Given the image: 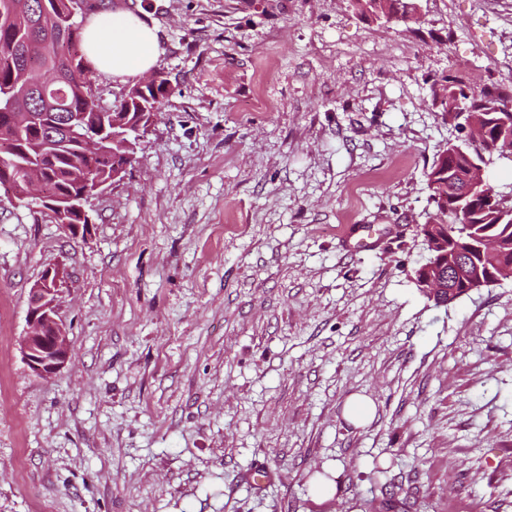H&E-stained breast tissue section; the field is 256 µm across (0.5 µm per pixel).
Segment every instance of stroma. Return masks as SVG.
Returning <instances> with one entry per match:
<instances>
[{
	"instance_id": "1",
	"label": "stroma",
	"mask_w": 512,
	"mask_h": 512,
	"mask_svg": "<svg viewBox=\"0 0 512 512\" xmlns=\"http://www.w3.org/2000/svg\"><path fill=\"white\" fill-rule=\"evenodd\" d=\"M417 3L86 0L156 28L168 92L86 238L0 192V512H512V279L415 281L423 173L466 137L432 83L512 96V0ZM49 268L45 379L19 341ZM416 0H351L352 5L361 14H370L378 18H400L401 21L417 22L416 17H420V7L417 4L414 14H412V3ZM416 17H415V16ZM59 273L47 269L30 291L28 331L21 339L23 359L34 373L50 376L69 359L72 345L58 316ZM374 410L375 406L371 399L362 395H354L348 400L345 413L349 421L359 423L370 418Z\"/></svg>"
}]
</instances>
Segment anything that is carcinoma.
Returning a JSON list of instances; mask_svg holds the SVG:
<instances>
[{"label": "carcinoma", "mask_w": 512, "mask_h": 512, "mask_svg": "<svg viewBox=\"0 0 512 512\" xmlns=\"http://www.w3.org/2000/svg\"><path fill=\"white\" fill-rule=\"evenodd\" d=\"M351 2L363 15L417 21L412 14L414 0ZM32 3L41 17L37 29L28 20ZM69 3L71 0H0V88L10 82L9 61L15 59L18 50L28 56V62L48 72L67 63L73 68L70 81L49 85L47 90L56 95L63 110L84 114L85 128L90 130L103 108L91 93L95 76L83 60L80 26L73 25L63 39L53 37ZM166 93L163 80L151 87H132V105L123 104L106 116L107 141L91 162L82 152L77 133L53 127L56 119L39 103H31L29 111L17 113V122L0 111V137L12 141L11 147L0 149V184L19 175V164L40 157L45 166L46 192L87 201L95 181L112 178V153L120 150L119 144L112 142V134L134 131L137 113L160 110ZM432 96L445 120L459 125L469 113L482 112L489 118L491 141L512 138V112L502 111L508 101L495 88L486 86L474 94L461 86L441 85L439 90L432 89ZM480 150L489 151V145L449 143L436 152L424 172L432 205L426 224L448 235V249L437 257L431 253L429 258L446 270L462 259L470 261L467 273L455 282V291L446 300H435L437 304L469 294L480 277L487 286L512 277V211L503 209L505 204L512 206V201L488 182L477 188L469 184L468 176L473 163L479 161Z\"/></svg>", "instance_id": "carcinoma-1"}]
</instances>
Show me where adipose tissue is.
<instances>
[{
    "label": "adipose tissue",
    "instance_id": "adipose-tissue-1",
    "mask_svg": "<svg viewBox=\"0 0 512 512\" xmlns=\"http://www.w3.org/2000/svg\"><path fill=\"white\" fill-rule=\"evenodd\" d=\"M83 45L89 63L115 77L147 72L159 55L155 29L128 11L94 15L84 30Z\"/></svg>",
    "mask_w": 512,
    "mask_h": 512
}]
</instances>
